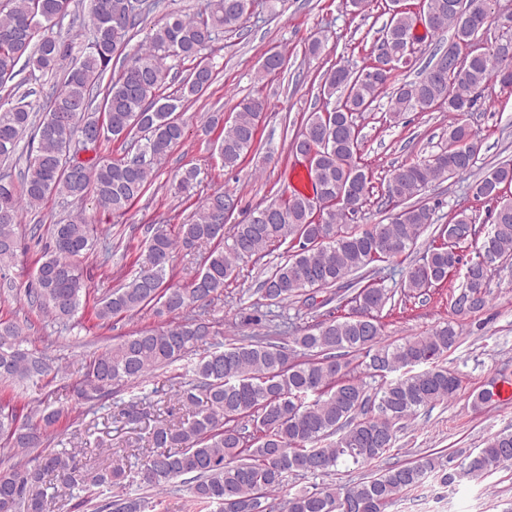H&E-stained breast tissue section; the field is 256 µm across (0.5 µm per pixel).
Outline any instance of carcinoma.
I'll use <instances>...</instances> for the list:
<instances>
[{"label": "carcinoma", "instance_id": "carcinoma-1", "mask_svg": "<svg viewBox=\"0 0 512 512\" xmlns=\"http://www.w3.org/2000/svg\"><path fill=\"white\" fill-rule=\"evenodd\" d=\"M255 0H204L193 15L168 11L154 25L146 46L133 57H122L136 20L164 7V0H90V20L83 24L86 39L82 56L63 72L61 88L50 94L41 118L26 96L0 101V160L16 154L24 135L37 143L21 172L22 194L8 175H0V211L11 214L0 222V265L15 255L19 212L35 208L58 194L79 203L89 195L97 206L122 215L149 189L155 167L185 136L186 124L177 115L184 105L213 83V65L200 60L221 36L240 28L253 12ZM452 0H423L422 10L432 15L426 31L440 36L453 31L452 41L465 51L451 67L427 64L414 81H402L400 72L413 66L409 52L395 67L367 75V61L358 68L335 62L323 72L319 106L308 114L302 130L291 140L290 153H308L313 193L325 203L314 216L310 198L292 193L270 206L277 213L256 219L255 208L234 225L224 240V225L217 211L235 203L232 195L217 190L198 201L179 236L156 231L147 245L149 274L132 279L102 299L96 316L106 322L150 305L176 312L189 306L199 315L185 322L122 336L94 356L87 366L85 386L78 397L94 399L119 387L139 386L153 372L171 365L209 344L219 334L202 318L224 291V283L244 258L264 257L272 246L291 244L294 254L277 265L264 280L263 297L274 303L303 298L311 307L336 303L349 308L340 318L320 321L299 336L292 346L276 344L269 336H242L222 350H205L179 375L177 404L191 418L179 424L161 423L149 432L151 451L137 472L139 486L149 494L114 495L102 505L107 512H155L158 493L181 484L190 501L210 512H274L272 495L284 488L288 476H326L338 466L367 468L361 478L343 485L324 484L288 494L287 512H387L403 492L435 475L444 486L466 478H481L512 465V432L491 436L486 445L450 466L440 451L403 464L373 468L394 446L395 426L421 407L450 400L460 389V377L439 364L454 348L460 331L451 323L404 342L381 340L379 318L392 295L375 279L381 262L408 257L421 232L435 223L433 209L417 201L430 184L450 176L472 174L480 137L463 116L473 111L492 82L512 88V59L504 58L497 44L512 42V25L502 26L497 42L484 40L496 21L493 0H470L473 11L458 16ZM71 0H8L0 10V85L12 78L18 64L42 73L58 70L72 54L71 44L47 34L70 15ZM415 13L394 11L381 28L378 40L396 49L415 46ZM121 68L109 82L104 78L112 62ZM198 60L182 80L177 95H157L170 67L167 60ZM286 57L270 49L260 76L280 72ZM387 99L389 120L403 112L440 110L448 113V138L429 157L403 163L391 170L384 196L401 206L387 224L359 230L349 221L370 202L372 174L362 162L361 129L357 117L372 112ZM267 101L245 97L223 127L219 145L224 168L232 170L255 150L259 124ZM101 126L102 140L127 139L140 134L136 154L112 160L99 154L81 159L82 137L89 127ZM200 169H186L175 193L187 194L201 183ZM512 160L490 168L470 184L477 199L497 203L491 229L478 253L512 260ZM478 232L465 211L451 213L438 228L423 261H411L404 281V296L428 294L448 283V271L465 266L464 283L452 305L458 315L482 309L489 291V275L476 259L464 261V245ZM93 227L78 212L53 225L49 253L35 272L31 302L55 320L66 323L78 312L86 291L77 261L93 247ZM211 245L201 270L185 288L167 284V269L178 247ZM22 329L0 322V380L30 379L51 371L49 359L23 347ZM363 366L379 378L369 392L357 374ZM398 376H393V373ZM61 411L42 413L44 427ZM42 427V428H44ZM38 426L17 424L16 416L0 406V434L29 452L44 444ZM126 470L116 465L88 475L75 456L58 452L39 456V463L0 470V506L11 504L20 512H50L55 494L32 488L82 489L97 493L121 485Z\"/></svg>", "mask_w": 512, "mask_h": 512}]
</instances>
